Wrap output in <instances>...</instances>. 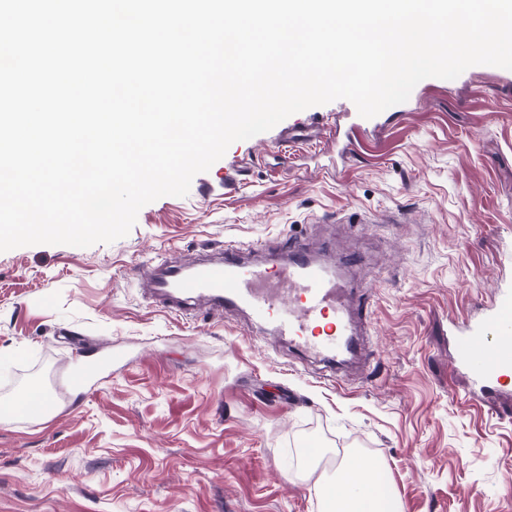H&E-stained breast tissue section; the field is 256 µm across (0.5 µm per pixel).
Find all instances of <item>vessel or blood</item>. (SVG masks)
Instances as JSON below:
<instances>
[{"label": "vessel or blood", "mask_w": 512, "mask_h": 512, "mask_svg": "<svg viewBox=\"0 0 512 512\" xmlns=\"http://www.w3.org/2000/svg\"><path fill=\"white\" fill-rule=\"evenodd\" d=\"M287 262L270 257L245 260L225 246L215 261L161 264L148 283L155 300L174 313H187L192 300L213 306L249 310L258 323L301 350L333 367L357 355L359 329L371 320L370 298L355 295L335 266L313 261L303 243L287 248ZM454 357L468 367L476 384L512 375V289L500 287L481 316L452 325Z\"/></svg>", "instance_id": "b4317fda"}]
</instances>
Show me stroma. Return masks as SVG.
Returning a JSON list of instances; mask_svg holds the SVG:
<instances>
[{
  "label": "stroma",
  "instance_id": "obj_1",
  "mask_svg": "<svg viewBox=\"0 0 512 512\" xmlns=\"http://www.w3.org/2000/svg\"><path fill=\"white\" fill-rule=\"evenodd\" d=\"M355 113L338 99L233 143L112 243L0 252V405L35 386L53 400L46 419L0 414V512H323L318 487L354 451L404 512H512V396L468 401L448 341L512 283V70ZM291 237L354 256L347 279L373 299L363 371H325L244 312H169L135 277ZM308 433L320 459L302 464Z\"/></svg>",
  "mask_w": 512,
  "mask_h": 512
}]
</instances>
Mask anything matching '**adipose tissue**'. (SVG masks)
I'll return each instance as SVG.
<instances>
[{
  "mask_svg": "<svg viewBox=\"0 0 512 512\" xmlns=\"http://www.w3.org/2000/svg\"><path fill=\"white\" fill-rule=\"evenodd\" d=\"M326 512H401V504L381 477L377 461L350 456L333 484L321 491Z\"/></svg>",
  "mask_w": 512,
  "mask_h": 512,
  "instance_id": "1",
  "label": "adipose tissue"
}]
</instances>
